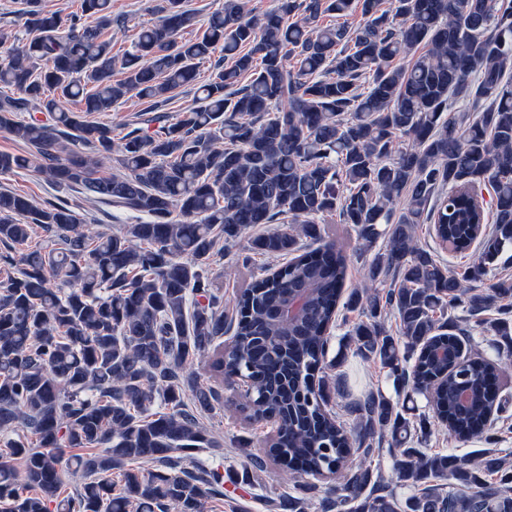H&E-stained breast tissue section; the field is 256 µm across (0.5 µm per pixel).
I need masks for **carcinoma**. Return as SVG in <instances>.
<instances>
[{"mask_svg":"<svg viewBox=\"0 0 512 512\" xmlns=\"http://www.w3.org/2000/svg\"><path fill=\"white\" fill-rule=\"evenodd\" d=\"M25 4L24 49L0 32V84L14 90L0 97V130L29 156L0 153V174L32 164L51 186L149 220L92 237L75 204L0 191V512H206L224 475L205 454L224 444L195 411L221 394L189 366L212 349L224 374L229 332L252 415L278 425L280 469L302 492L335 475L336 497L295 496L290 512H512V455L493 447L501 369L451 355L477 328L512 345V275L475 287L512 250V0H281L261 16L224 0L189 38L184 0H162L160 20L120 55L112 0L66 16ZM353 12L357 28L339 22ZM218 50L176 122L116 142L90 120L129 97L155 111ZM37 110L51 123L18 117ZM332 215L382 288L344 294L348 259L322 225ZM262 224L277 228L249 250L286 262L237 294L228 321L212 265ZM422 224L478 258L448 265L419 242ZM36 226L54 246L18 253ZM339 321L355 355L379 361L405 396L426 395L449 436L491 447L416 448L429 419L380 392L345 405L350 433L332 408L340 361L326 360ZM464 388L473 398L460 407ZM66 468L80 477L68 496Z\"/></svg>","mask_w":512,"mask_h":512,"instance_id":"obj_1","label":"carcinoma"}]
</instances>
